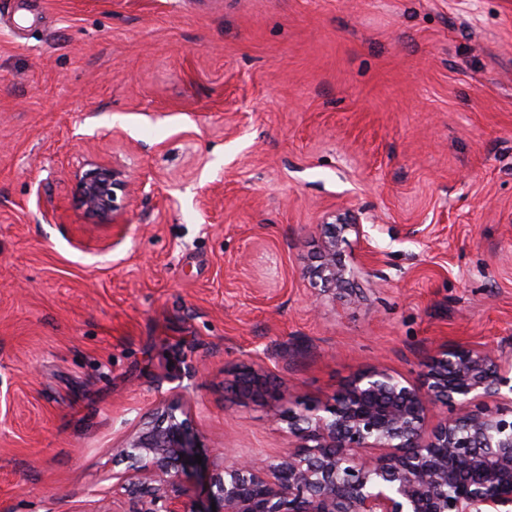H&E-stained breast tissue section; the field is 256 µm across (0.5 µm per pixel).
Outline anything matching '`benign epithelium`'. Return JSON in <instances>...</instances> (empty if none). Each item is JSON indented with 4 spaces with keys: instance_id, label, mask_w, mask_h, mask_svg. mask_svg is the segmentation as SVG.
I'll return each instance as SVG.
<instances>
[{
    "instance_id": "obj_1",
    "label": "benign epithelium",
    "mask_w": 512,
    "mask_h": 512,
    "mask_svg": "<svg viewBox=\"0 0 512 512\" xmlns=\"http://www.w3.org/2000/svg\"><path fill=\"white\" fill-rule=\"evenodd\" d=\"M77 204L116 224L131 182L116 161L73 172ZM364 236L355 214L325 225L332 283L336 224ZM451 407V412L444 408ZM168 408L116 449L127 512H184L173 494L198 436ZM294 444L272 461L235 459L209 475L216 512H512V363L478 345L440 346L412 382L385 367L356 374L336 395L288 411Z\"/></svg>"
}]
</instances>
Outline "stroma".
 <instances>
[{
	"label": "stroma",
	"instance_id": "stroma-1",
	"mask_svg": "<svg viewBox=\"0 0 512 512\" xmlns=\"http://www.w3.org/2000/svg\"><path fill=\"white\" fill-rule=\"evenodd\" d=\"M90 157L121 223L75 205ZM442 344L512 357V0H0V512H100L170 404L210 512L289 409ZM77 204L83 215L99 224H118L122 199L131 196V182L117 161L86 159L72 174ZM335 218L332 224L325 225V245H324V271H327V281L336 284V280L343 278V270L336 268V247L338 245V238L336 237V225L343 224V229L351 230L355 233L356 237L365 236L362 224H359L358 218L354 213L349 211L337 213L333 215ZM337 221V222H336Z\"/></svg>",
	"mask_w": 512,
	"mask_h": 512
}]
</instances>
